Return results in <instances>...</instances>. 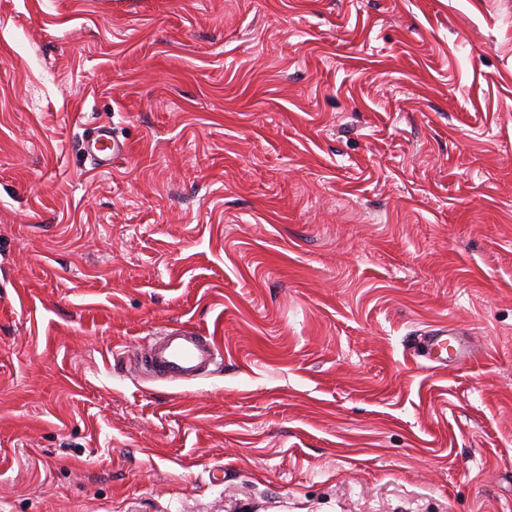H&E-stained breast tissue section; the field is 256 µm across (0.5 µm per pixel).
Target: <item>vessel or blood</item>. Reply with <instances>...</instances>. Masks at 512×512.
<instances>
[{"mask_svg": "<svg viewBox=\"0 0 512 512\" xmlns=\"http://www.w3.org/2000/svg\"><path fill=\"white\" fill-rule=\"evenodd\" d=\"M85 149L99 169L109 168L115 158L127 151L126 145L115 140L111 128L105 125L98 127ZM427 343L442 356L450 354L458 360L471 356V348L466 342L460 340L456 345H449L448 332L444 329L430 333ZM216 356L217 348L212 337L182 324L155 337L146 352L140 355L139 364L153 376L191 379L213 365Z\"/></svg>", "mask_w": 512, "mask_h": 512, "instance_id": "b4317fda", "label": "vessel or blood"}]
</instances>
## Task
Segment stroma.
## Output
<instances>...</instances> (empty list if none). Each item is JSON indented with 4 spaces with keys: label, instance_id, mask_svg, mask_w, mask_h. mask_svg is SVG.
<instances>
[{
    "label": "stroma",
    "instance_id": "1",
    "mask_svg": "<svg viewBox=\"0 0 512 512\" xmlns=\"http://www.w3.org/2000/svg\"><path fill=\"white\" fill-rule=\"evenodd\" d=\"M0 512H512V0H0ZM84 148L99 169L109 168L112 160L128 151V146L115 140L112 137V128L105 125L97 128L95 135L87 141ZM216 356L217 348L211 336H202L182 324L156 336L138 362L152 376L191 379L213 365Z\"/></svg>",
    "mask_w": 512,
    "mask_h": 512
}]
</instances>
